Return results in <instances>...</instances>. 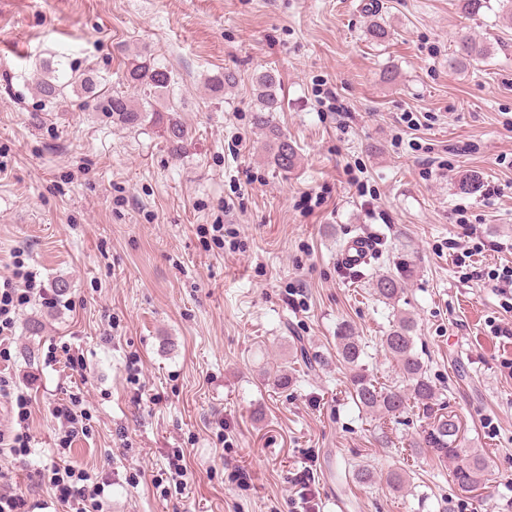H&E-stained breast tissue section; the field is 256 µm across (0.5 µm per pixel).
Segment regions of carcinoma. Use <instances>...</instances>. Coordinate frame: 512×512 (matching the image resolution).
I'll return each mask as SVG.
<instances>
[{
    "label": "carcinoma",
    "mask_w": 512,
    "mask_h": 512,
    "mask_svg": "<svg viewBox=\"0 0 512 512\" xmlns=\"http://www.w3.org/2000/svg\"><path fill=\"white\" fill-rule=\"evenodd\" d=\"M488 48L482 40L472 34L459 37L454 58L449 66L458 67L487 57ZM125 80L142 92L141 102L136 103L121 92L107 95L97 92V82L91 75H77L66 64L58 62L36 72L32 83L48 102H53L68 87L85 96V107L100 112L115 125L135 127L148 123H165L169 141L178 143L186 135L178 118L175 106L158 105V98L171 86L170 72L156 63L142 61L132 64ZM237 82L236 74L227 70L209 80L214 93L224 91ZM259 105L254 111V125L268 138L269 158L273 167L288 173L297 164L295 145L275 125L273 113L280 108V81L275 73L266 71L256 78ZM482 176L477 171L462 175L458 189L463 194L473 193L480 185ZM413 274L411 262L403 260L396 271L375 276L372 283L374 294L380 299L396 304L401 298L407 280ZM416 319L404 313L381 338L383 349L399 368L400 384L377 386L369 378L361 364L364 346L356 336L353 326L343 323L338 328L337 353L350 370V383L359 405L372 413L395 416L409 407H414L432 419L419 440L410 447L425 451L439 460H448L453 465V481L464 492H472L487 481L488 460L476 448L459 447L460 423L456 415L444 412V401L437 387L427 374V369L415 349Z\"/></svg>",
    "instance_id": "obj_1"
}]
</instances>
